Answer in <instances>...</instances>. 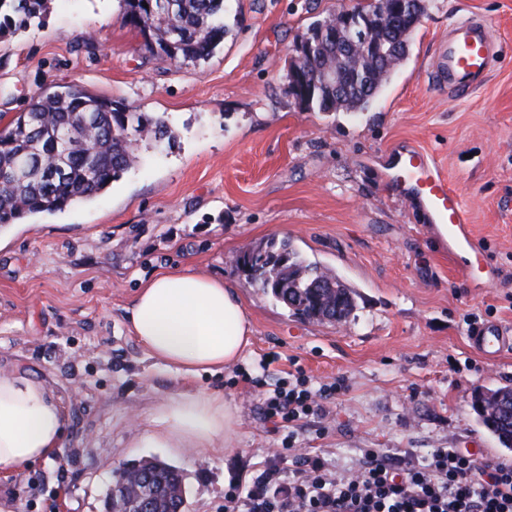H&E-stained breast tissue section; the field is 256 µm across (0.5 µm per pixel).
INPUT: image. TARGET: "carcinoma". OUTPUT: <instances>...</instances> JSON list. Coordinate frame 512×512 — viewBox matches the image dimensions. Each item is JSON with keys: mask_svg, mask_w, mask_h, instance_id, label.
Instances as JSON below:
<instances>
[{"mask_svg": "<svg viewBox=\"0 0 512 512\" xmlns=\"http://www.w3.org/2000/svg\"><path fill=\"white\" fill-rule=\"evenodd\" d=\"M125 23L138 30L152 56L175 64L209 58L228 33L225 0H172L173 11L158 9V0H119ZM148 6H143V3ZM378 0H366L360 16L366 40L380 45L382 55H365L353 47L351 31L314 51L307 72L304 107L318 112L362 111L377 97L391 72L404 60L410 33L390 27L379 13ZM44 0H0V31L13 25L24 30L41 24ZM174 138L166 119L137 112L90 94L80 85L46 90L0 130V227L34 214L54 213L100 197L122 173L140 160V144L161 145ZM266 277L254 282L264 294L288 307L276 292L283 284L299 297L292 315L306 321L342 322L356 307L355 292L336 274L308 261L287 241L266 249H249ZM484 427L505 448H512V421L494 412L479 415ZM147 497L131 512H184L182 470L164 461L137 463Z\"/></svg>", "mask_w": 512, "mask_h": 512, "instance_id": "carcinoma-1", "label": "carcinoma"}]
</instances>
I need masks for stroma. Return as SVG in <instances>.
<instances>
[{
    "label": "stroma",
    "mask_w": 512,
    "mask_h": 512,
    "mask_svg": "<svg viewBox=\"0 0 512 512\" xmlns=\"http://www.w3.org/2000/svg\"><path fill=\"white\" fill-rule=\"evenodd\" d=\"M346 2L226 0L223 43L181 65L145 50L118 0H48L41 27L0 36V128L40 92L78 84L163 116L175 135L143 145L96 200L0 228V375L30 372L67 412L49 460L0 470L12 512H107L117 468L152 458L183 471L185 512H222L229 488L288 473L285 434L243 382L266 379L275 355L281 370L345 384L294 431V448L336 471L368 449L404 463L455 448L512 465L471 404L474 389L512 386V351L490 359L468 340L474 324L512 327V0H426L407 59L366 110L304 109L287 92L292 45ZM466 16L488 23L501 51L456 101L432 66ZM405 141L469 208L482 276L463 277L419 203L387 184V155ZM284 239L356 291L347 321H302L237 268L241 251ZM175 269L235 287L252 342L233 368L180 378L132 336L141 280ZM197 390L235 405L230 447H146L153 406Z\"/></svg>",
    "instance_id": "1"
}]
</instances>
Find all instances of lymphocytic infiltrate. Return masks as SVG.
<instances>
[{
	"instance_id": "f902f5d3",
	"label": "lymphocytic infiltrate",
	"mask_w": 512,
	"mask_h": 512,
	"mask_svg": "<svg viewBox=\"0 0 512 512\" xmlns=\"http://www.w3.org/2000/svg\"><path fill=\"white\" fill-rule=\"evenodd\" d=\"M340 383L311 389L296 377L262 392L265 421L283 428L323 412ZM224 512H512V465L476 460L452 448H436L426 466L398 468L381 452H365L358 467L337 473L320 457L301 456L280 490L260 474L247 490L224 495Z\"/></svg>"
}]
</instances>
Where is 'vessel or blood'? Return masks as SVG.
<instances>
[{
  "label": "vessel or blood",
  "mask_w": 512,
  "mask_h": 512,
  "mask_svg": "<svg viewBox=\"0 0 512 512\" xmlns=\"http://www.w3.org/2000/svg\"><path fill=\"white\" fill-rule=\"evenodd\" d=\"M498 52L485 22L470 17L457 20L449 26L448 39L439 47L435 79L447 85L450 94L469 93L485 79ZM391 170L394 188L418 198L431 228L445 246L450 252L462 254L464 274L474 276L480 259L468 230L470 212L460 194L449 186L447 176L423 149L412 144L394 150ZM469 340L490 358L512 347V336L498 325L474 328Z\"/></svg>",
  "instance_id": "1"
}]
</instances>
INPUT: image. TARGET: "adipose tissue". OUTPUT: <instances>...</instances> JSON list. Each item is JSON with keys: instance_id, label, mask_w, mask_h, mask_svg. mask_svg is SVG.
I'll return each mask as SVG.
<instances>
[{"instance_id": "obj_1", "label": "adipose tissue", "mask_w": 512, "mask_h": 512, "mask_svg": "<svg viewBox=\"0 0 512 512\" xmlns=\"http://www.w3.org/2000/svg\"><path fill=\"white\" fill-rule=\"evenodd\" d=\"M131 330L153 360L180 376L238 362L251 343L249 317L223 279L171 270L144 281L129 308ZM66 415L47 387L24 372L0 377V469L49 459L64 441ZM236 409L218 392H184L152 410L146 444L211 448L228 443Z\"/></svg>"}]
</instances>
